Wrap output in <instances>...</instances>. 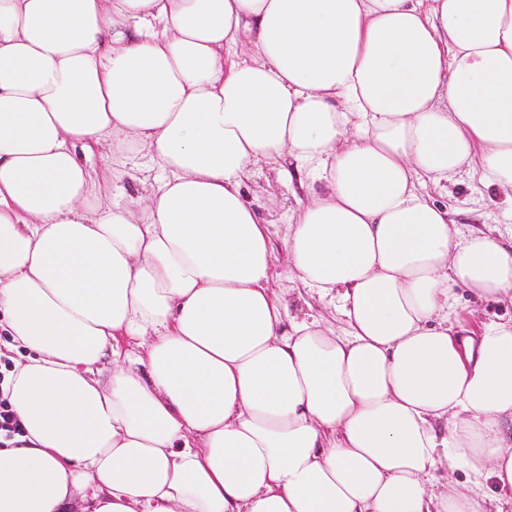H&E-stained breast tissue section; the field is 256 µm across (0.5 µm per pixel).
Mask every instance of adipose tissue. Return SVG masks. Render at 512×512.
<instances>
[{
  "label": "adipose tissue",
  "mask_w": 512,
  "mask_h": 512,
  "mask_svg": "<svg viewBox=\"0 0 512 512\" xmlns=\"http://www.w3.org/2000/svg\"><path fill=\"white\" fill-rule=\"evenodd\" d=\"M95 143L158 175L114 203ZM312 167L288 276L258 162ZM512 202V0H0V512H512V250L416 185ZM462 488H435V471ZM285 167H292V162H284ZM291 181L288 176L282 181L275 180V171L270 165L264 162L259 163L253 172V175L247 183L249 195L256 199L259 204V210L262 214L275 222L272 228L278 235H274V241L277 244L279 262L277 264L276 273L271 286L277 292L286 294L288 299L289 289V312L291 316L302 317L306 313L320 314L324 319L332 323L336 328L343 326V317L339 312L338 303L336 308L328 299L320 301L317 296L311 297L309 293L301 285L288 281L286 272V259L280 243V237L285 231V224H288V215L290 208L295 206L294 190L299 189L300 181L306 184H312L311 177L306 171H299L290 168ZM321 182L315 181L313 185L318 188ZM308 304L311 305L309 308ZM454 311L467 314L474 311V317L477 321L499 320L512 318L511 303H476L473 302L467 292L459 289L456 295ZM21 429L16 416L11 409L6 398L0 395V447H8V442L16 435L20 434Z\"/></svg>",
  "instance_id": "1"
}]
</instances>
